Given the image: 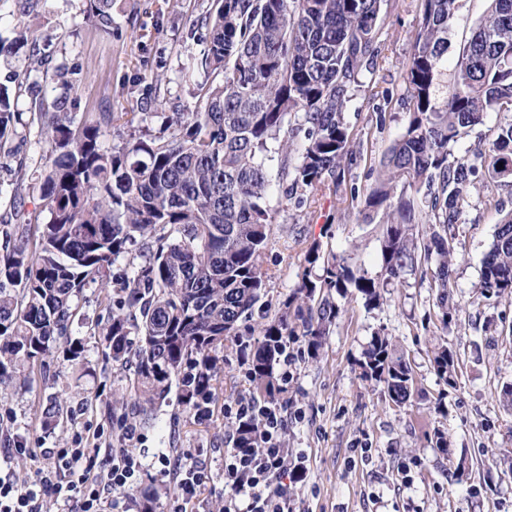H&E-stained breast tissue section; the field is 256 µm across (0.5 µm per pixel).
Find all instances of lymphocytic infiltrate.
<instances>
[{
  "instance_id": "obj_1",
  "label": "lymphocytic infiltrate",
  "mask_w": 512,
  "mask_h": 512,
  "mask_svg": "<svg viewBox=\"0 0 512 512\" xmlns=\"http://www.w3.org/2000/svg\"><path fill=\"white\" fill-rule=\"evenodd\" d=\"M227 417L254 423L258 445L231 448L224 455V512H295L275 479L287 470L281 435L285 420L276 407L241 395L224 406ZM106 456L94 469L91 461ZM142 463L131 448H60L36 480L0 478V512H111L112 494L133 489Z\"/></svg>"
}]
</instances>
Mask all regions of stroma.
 Masks as SVG:
<instances>
[{"label": "stroma", "instance_id": "1", "mask_svg": "<svg viewBox=\"0 0 512 512\" xmlns=\"http://www.w3.org/2000/svg\"><path fill=\"white\" fill-rule=\"evenodd\" d=\"M215 0H112V27L97 29L88 18L89 0H5L0 5V36L15 25L29 31L26 44L0 60V83L13 92L22 118L0 147V223L15 212L47 222L39 191L51 147L36 113L61 104L75 118L98 112H153L164 116L191 105L194 72L206 43L202 17ZM488 7L487 0H459V9L440 64L439 97L452 87L453 65ZM421 17L420 0H389L381 28V54L373 78L361 86L345 118L362 154L346 183L366 191L377 167L407 120L403 66ZM496 197L502 209L491 207ZM273 232L279 240L264 265L273 277L266 293L278 301L303 270L312 243L347 258L354 270L382 272L380 228L362 223L360 202L327 197L304 213L272 198ZM512 210V187H471L451 230L456 261L450 292L458 312L450 324L437 316L436 290L421 269L406 271L383 289L378 306H366L358 293L341 299V310L318 358L302 341L289 340L295 356L292 376L277 403L286 420L285 447L300 450L304 477H282L302 512H512V410L503 407L502 387L512 384V299L485 297L478 283L488 245L501 218ZM72 335L84 346V364L72 366L61 348L47 359V374L11 388L0 400V470L36 479L47 448L119 447L122 424L133 425L143 471L141 486L174 489L162 476L164 459L204 467L209 479L195 512H220L224 505V453L232 447L224 404L246 387L247 367L236 346L223 351V373L209 420L197 422L178 403L177 391L155 405L150 422L125 413L109 416L106 400L122 392L136 370L135 356L115 363L105 357L101 328L106 320L104 291L92 283L77 299ZM391 338L410 363L414 392L409 403L394 404L383 385L362 379L357 365L374 334ZM459 358L453 383L433 367L437 344ZM67 412L52 432L40 424L49 397ZM448 439V451L435 446V432ZM22 437L26 451L8 441ZM465 470H458V463Z\"/></svg>", "mask_w": 512, "mask_h": 512}]
</instances>
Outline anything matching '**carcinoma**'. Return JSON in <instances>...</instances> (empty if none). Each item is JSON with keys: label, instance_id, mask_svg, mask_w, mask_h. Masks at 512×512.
I'll return each mask as SVG.
<instances>
[{"label": "carcinoma", "instance_id": "1", "mask_svg": "<svg viewBox=\"0 0 512 512\" xmlns=\"http://www.w3.org/2000/svg\"><path fill=\"white\" fill-rule=\"evenodd\" d=\"M387 0H216L202 79L193 105L173 112L157 130L148 112H102L75 122L60 108L40 120L52 160L40 183L49 220L32 239L5 233L0 247V392L27 380L35 363L46 368L54 344L71 340L74 300L100 282L109 315L105 336L112 361L135 351V378L112 397L147 413L177 380L181 403L195 415L215 401L222 372L218 350L242 321L259 338L241 345L255 395L274 400V374L288 337L300 336L318 357L339 314L336 298L354 289L376 306L381 289L418 263L437 291L441 321L450 302L455 251L448 230L460 201L483 179L512 186V120L497 126L490 151L462 156L454 147L489 112L512 113V0L489 6L453 69L451 91L436 102L439 65L459 0H421V18L404 65L407 123L380 162L365 195L363 223L382 227L385 277L357 273L346 258L317 243L305 256L297 284L277 304L265 300L270 274L265 252L274 245L272 191L302 208L335 193L361 154L345 110L361 77L381 53L379 22ZM97 28L112 27V0H90ZM9 88L0 83V141L14 133ZM129 131L106 150L102 127ZM418 224L428 225L422 238ZM128 267L111 272L121 258ZM479 288L512 298V211L488 245ZM434 369L454 382L455 354L437 348ZM361 376L384 385L396 404L408 402L414 380L393 342L372 336L358 362ZM63 414L57 398L42 411L45 426ZM237 447L257 442L251 423L232 426Z\"/></svg>", "mask_w": 512, "mask_h": 512}]
</instances>
